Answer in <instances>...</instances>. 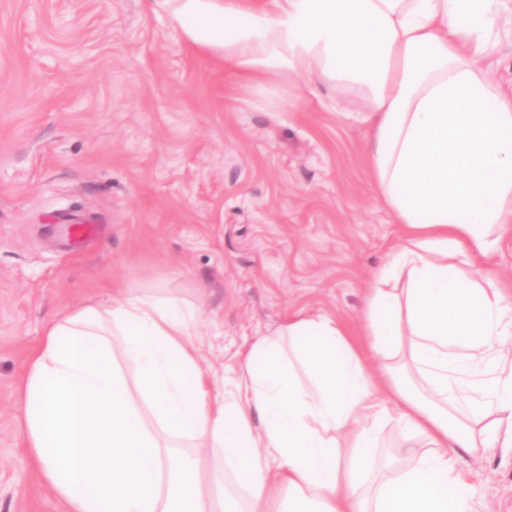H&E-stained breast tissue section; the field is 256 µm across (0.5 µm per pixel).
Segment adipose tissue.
<instances>
[{
  "instance_id": "1",
  "label": "adipose tissue",
  "mask_w": 512,
  "mask_h": 512,
  "mask_svg": "<svg viewBox=\"0 0 512 512\" xmlns=\"http://www.w3.org/2000/svg\"><path fill=\"white\" fill-rule=\"evenodd\" d=\"M164 2L256 88L289 73L356 90L405 243L371 275L361 338L288 321L251 344L230 398L195 310L130 294L64 311L19 383L31 465L64 512H473L465 455L512 447V297L455 263L512 234L499 0ZM387 420L423 439L412 465L380 459Z\"/></svg>"
}]
</instances>
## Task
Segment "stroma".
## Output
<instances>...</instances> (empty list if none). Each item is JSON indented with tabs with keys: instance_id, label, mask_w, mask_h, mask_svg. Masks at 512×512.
Wrapping results in <instances>:
<instances>
[{
	"instance_id": "1",
	"label": "stroma",
	"mask_w": 512,
	"mask_h": 512,
	"mask_svg": "<svg viewBox=\"0 0 512 512\" xmlns=\"http://www.w3.org/2000/svg\"><path fill=\"white\" fill-rule=\"evenodd\" d=\"M490 77L512 93V0ZM356 91L286 74L256 92L164 0H0V512H61L28 464L18 382L63 309L128 288L194 304L203 365L236 392L288 319L352 333L401 242ZM99 234L72 247L63 227ZM474 512H512V448L464 460Z\"/></svg>"
}]
</instances>
